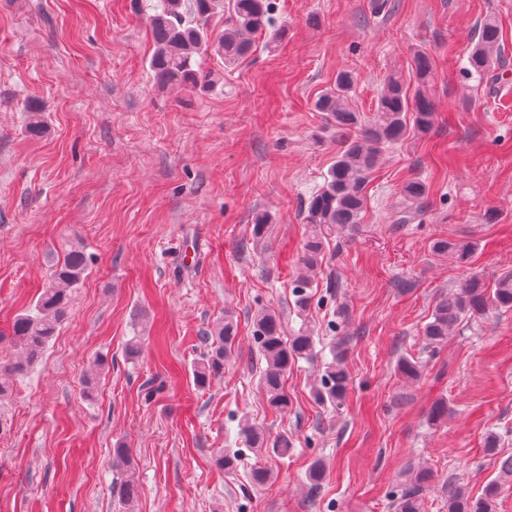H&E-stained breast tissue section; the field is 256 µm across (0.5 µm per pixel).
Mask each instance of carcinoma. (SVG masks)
<instances>
[{
  "mask_svg": "<svg viewBox=\"0 0 512 512\" xmlns=\"http://www.w3.org/2000/svg\"><path fill=\"white\" fill-rule=\"evenodd\" d=\"M231 14L224 34L219 37L214 51L224 57V66H233L254 51L252 35L274 23V0H229ZM224 8V0H159L152 6L149 16L155 51L149 58V69L154 80L161 85H182L204 91L211 78L196 60L207 50L212 38L210 18ZM503 41L502 30L495 19L488 17L479 22L475 43L468 55L469 74L483 77L500 61ZM417 88L411 93L404 82L395 76L388 79L378 97L371 119L350 104L354 77L348 72L336 75L334 84L321 92L315 100V110L326 114L341 147L327 177L304 207V221L308 234L302 246L300 264L302 272L293 284L295 304L306 312L312 306L314 294L310 273L322 262L330 243L359 230L360 215L366 206L367 176L377 165L382 152L409 136L411 128L426 130L435 120L434 104L428 94L433 77L432 63L424 52L413 59ZM426 185L418 180L405 182L399 190V201L394 211V223L410 224L425 212ZM432 250L450 257L460 266H468L477 250L474 241L440 238L433 242ZM93 256L80 246L63 250L53 264L46 286L37 300L17 315L12 323V340L17 351L8 363H0V398L11 393L14 382L26 376L30 368L46 349L64 320L72 292L81 287ZM492 310H512V271L500 274L489 285L479 274L470 275L462 285L439 297L432 309L430 320L423 326L422 339L429 352L435 354L448 341V336L465 319L477 322ZM207 351L194 362L196 384L204 387L224 371V361L235 349L237 328L232 320L220 324L214 335L203 337ZM254 342L265 360L260 385L267 403L275 409L289 405L284 389V378L291 365L299 359L314 357V337L307 331L295 336H284L279 316L262 310L254 318ZM397 372L405 379L417 381L421 377V364L408 358L400 359ZM350 376L339 354L325 366L320 383L313 390L314 399L322 404H341L348 393ZM453 409L444 399L430 408L427 421L439 426L448 420ZM239 437L247 448L263 450L271 456L288 454V439L272 443L252 424L239 427ZM500 480L489 483L482 495L471 496L463 487L448 490V512H495L496 502L504 485L512 482V456L498 462ZM434 481V473L421 466L415 470L410 488L397 493L396 512H423L420 491Z\"/></svg>",
  "mask_w": 512,
  "mask_h": 512,
  "instance_id": "carcinoma-1",
  "label": "carcinoma"
}]
</instances>
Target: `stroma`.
<instances>
[{"mask_svg": "<svg viewBox=\"0 0 512 512\" xmlns=\"http://www.w3.org/2000/svg\"><path fill=\"white\" fill-rule=\"evenodd\" d=\"M152 2L0 0V362L64 244L94 258L46 351L0 400V512H126L129 472L133 512H396L420 464L435 474L424 512H448L452 483L480 494L498 475L487 434L512 453V311L462 322L432 357L420 336L438 296L471 273L512 270V0H275L287 35L258 33L229 68L203 54L215 86L198 93L151 78ZM489 15L507 65L480 81L467 57ZM419 50L433 63L436 120L383 153L359 233L326 250L320 302L299 315L303 206L340 148L315 99L348 70L352 105L372 115ZM32 112L46 125L36 138L25 131ZM412 178L429 188L423 220L393 223ZM259 212L271 222L257 238ZM448 237L478 242L471 265L433 252ZM261 308L280 315L284 335L306 329L316 341L315 358L288 374L284 413L259 388ZM227 316L238 345L198 388L200 338ZM336 346L351 386L331 408L311 391ZM404 356L421 361L418 382L399 377ZM440 398L454 413L433 428ZM244 419L288 438L287 456L252 450L234 472L219 469ZM119 441L132 469L113 459ZM316 461L325 475L314 495ZM261 464L272 478L257 488L249 473Z\"/></svg>", "mask_w": 512, "mask_h": 512, "instance_id": "stroma-1", "label": "stroma"}]
</instances>
